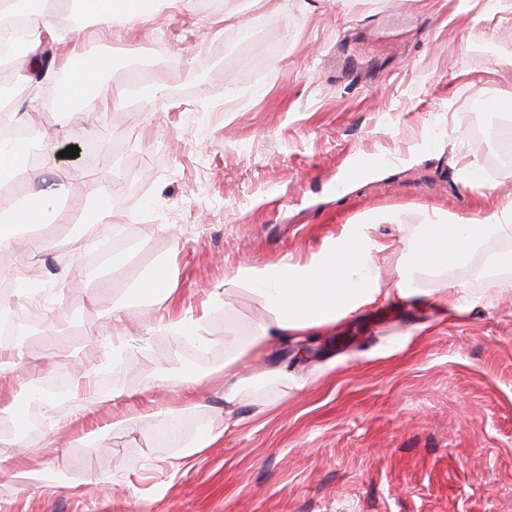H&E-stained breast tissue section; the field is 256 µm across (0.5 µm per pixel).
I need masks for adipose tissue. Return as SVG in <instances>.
<instances>
[{"instance_id":"1","label":"adipose tissue","mask_w":512,"mask_h":512,"mask_svg":"<svg viewBox=\"0 0 512 512\" xmlns=\"http://www.w3.org/2000/svg\"><path fill=\"white\" fill-rule=\"evenodd\" d=\"M97 18L99 28L120 24L134 29L149 21L141 0H85ZM24 22V55H34L46 39L58 36L50 0H0V30ZM112 65L106 55H87L82 43L64 50L57 61L60 70L69 72L60 98L59 127H67L69 102L80 101V112L93 119L101 94L87 88ZM399 208L368 212L363 220L343 225L338 234L326 237L306 259L285 256L262 266L239 267L234 283L247 287L261 298L268 318L259 324L250 342L251 348L264 347L276 338L300 340L320 334L337 320L368 307L392 300L424 298L427 302L459 313L469 300L465 289L448 287L444 277L449 269L465 265L488 239L512 232V203L481 216H465L436 208L431 219L416 225L402 252L392 256L395 281L383 278L377 254L387 251V243L375 234L377 225H401ZM429 287H421V280ZM237 357L224 362L220 381L224 407L234 412L249 390L264 382L263 374L245 375L237 369Z\"/></svg>"}]
</instances>
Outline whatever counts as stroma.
Listing matches in <instances>:
<instances>
[{
    "label": "stroma",
    "instance_id": "1",
    "mask_svg": "<svg viewBox=\"0 0 512 512\" xmlns=\"http://www.w3.org/2000/svg\"><path fill=\"white\" fill-rule=\"evenodd\" d=\"M112 57L109 98L96 122L73 120L55 138L61 77L41 80L17 58L14 110L38 113L32 191H53L72 224L45 229L36 285L12 293L29 319L15 345L21 371L0 369V425L42 419L39 383L89 374L98 395L54 403L20 456L41 481L0 475V512H512V270L494 269L490 239L447 281L466 288L463 314L417 298L337 322L299 356L292 342L249 348L267 313L232 284L242 264L300 258L365 213L398 206L406 229L379 225L403 247L433 208L485 213L505 204L512 170L464 186L486 169L491 131L512 112V0H225L157 10L144 36L114 27L87 41ZM95 139L102 165L82 184L62 152ZM382 154L396 167L340 197L355 161ZM120 178L111 239L120 270L88 273L77 224L98 186ZM158 276L170 299L144 307L136 283ZM120 305L118 349L97 348ZM211 313L212 346L189 357L173 318ZM242 372H288L224 424L213 383L224 341ZM120 355L122 370L112 368ZM179 442L162 437L158 409L179 404ZM121 391V400L99 395ZM221 442L183 458L200 431Z\"/></svg>",
    "mask_w": 512,
    "mask_h": 512
}]
</instances>
